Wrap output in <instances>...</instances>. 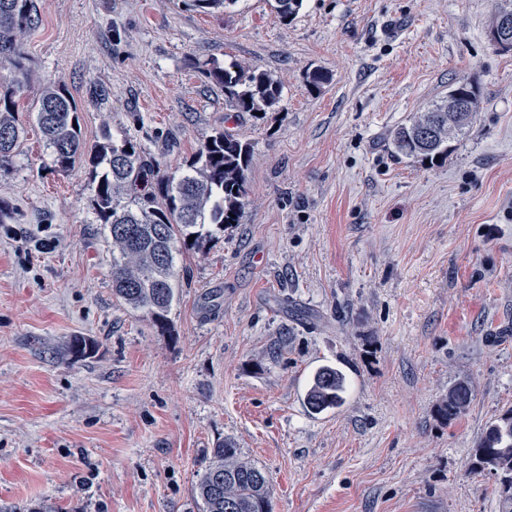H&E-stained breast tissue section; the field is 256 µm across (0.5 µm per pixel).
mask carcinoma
<instances>
[{"instance_id":"carcinoma-1","label":"carcinoma","mask_w":512,"mask_h":512,"mask_svg":"<svg viewBox=\"0 0 512 512\" xmlns=\"http://www.w3.org/2000/svg\"><path fill=\"white\" fill-rule=\"evenodd\" d=\"M304 0H273L280 19L288 21ZM33 0H0V83L19 92L29 82L22 51L23 36L37 27ZM210 77L224 86V98L238 112L251 116L275 111L282 97L281 82L266 70L239 63L214 66ZM478 86L461 82L423 112L415 113L392 132L397 154L421 163L441 164L448 144L469 127L478 112ZM78 108L62 83L42 92L37 123L52 149L54 166L69 170L80 156L91 168L97 218L112 238V294L134 311H143L160 329L180 289L192 284L187 268L175 258L199 249L224 228L242 221L248 193L251 143L233 130L215 131L187 161V170L159 174L158 165L144 159L130 140L103 142L85 151L74 128ZM24 128L12 96L0 97V168L9 164ZM193 241H188L189 237ZM347 389L345 373L323 366L314 373L305 403L315 413L338 406ZM472 402L470 382L448 389L436 414L451 424ZM475 465L500 476L499 512H512V409L491 421L475 448ZM202 512H271V491L265 473L240 457L230 442H221L196 485Z\"/></svg>"}]
</instances>
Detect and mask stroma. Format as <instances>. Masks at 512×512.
I'll return each instance as SVG.
<instances>
[{"mask_svg": "<svg viewBox=\"0 0 512 512\" xmlns=\"http://www.w3.org/2000/svg\"><path fill=\"white\" fill-rule=\"evenodd\" d=\"M496 0H36L22 39L25 128L0 169V512H199L219 441L262 468L272 512H498L474 467L512 407V53ZM256 66L276 111L237 114L207 77ZM331 80L309 91L306 76ZM481 103L445 164L397 159L389 134L449 87ZM64 83L82 137L136 142L161 172L214 130L251 142L241 223L179 255L193 277L160 329L112 295V239L90 169L35 123ZM93 347L75 354V339ZM344 403H304L321 366ZM471 405L445 424L460 380ZM496 20V12L489 23L490 41L498 48L512 45V11L501 13ZM495 23V24H494ZM472 402L470 382L461 381L450 387L446 395L436 407V414L448 424L462 417Z\"/></svg>", "mask_w": 512, "mask_h": 512, "instance_id": "obj_1", "label": "stroma"}]
</instances>
